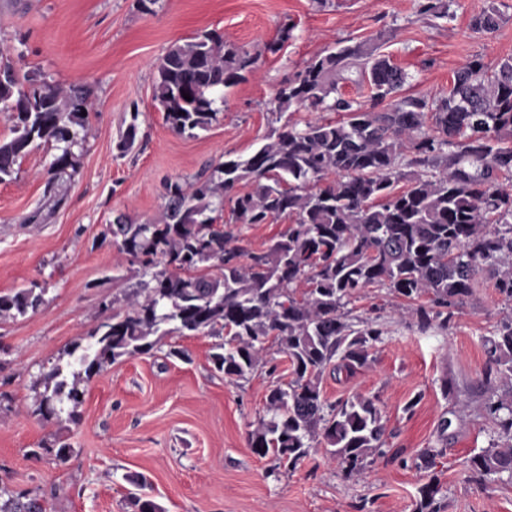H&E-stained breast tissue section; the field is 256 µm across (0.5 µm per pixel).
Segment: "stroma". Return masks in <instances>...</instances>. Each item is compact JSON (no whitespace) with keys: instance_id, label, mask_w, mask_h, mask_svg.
I'll return each mask as SVG.
<instances>
[{"instance_id":"35a3bbf8","label":"stroma","mask_w":512,"mask_h":512,"mask_svg":"<svg viewBox=\"0 0 512 512\" xmlns=\"http://www.w3.org/2000/svg\"><path fill=\"white\" fill-rule=\"evenodd\" d=\"M492 5L505 15L501 29L473 32L472 17ZM286 25L293 31L283 49L264 52ZM210 31L261 57L227 93L219 122L178 135L152 99L155 66L174 43ZM376 36L409 74L406 93L429 97L472 55L491 64L512 56V0H453L445 18L420 14L415 0H332L323 9L316 0H158L149 14L137 0H0V54L19 73L87 85L95 103L75 168L49 179L56 149L41 143L0 183V293L43 290L36 310L0 321V486L43 498L49 512H129L137 476L163 512H413L426 481L416 457L431 448L442 512H512V479L483 489L466 470L496 430L484 410L482 339L505 306L488 280L442 333H421L412 304L384 289L352 302L354 315L377 319L387 334L368 368L325 374L323 392L332 401L377 397L393 432L385 456L360 477H344L320 445L292 472L254 455L249 434L270 419L267 395L288 383V365L271 350L265 358L276 372L260 367L230 382L211 361L214 336L166 335L151 354L117 359L83 381L76 421L38 410L35 383L68 366L70 349L90 344L112 299L136 282V265L103 239L112 218H159L166 181L261 145L279 88L306 60L338 41ZM133 121L136 144L120 154ZM174 347L188 360L170 356ZM447 378L456 384L448 397ZM416 395L418 406L404 412ZM58 439L73 448L64 463L41 451Z\"/></svg>"}]
</instances>
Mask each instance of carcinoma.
<instances>
[{
	"mask_svg": "<svg viewBox=\"0 0 512 512\" xmlns=\"http://www.w3.org/2000/svg\"><path fill=\"white\" fill-rule=\"evenodd\" d=\"M417 9L443 18L449 0H417ZM503 21L492 6L470 27L492 35ZM259 58L216 32L171 46L153 83L165 124L178 134L211 127L226 90L253 73ZM408 79L378 40L340 41L305 61L276 94L277 117L308 116L271 128L246 157L226 159L191 181L166 182L158 220L119 215L107 234L119 254L140 265L141 280L91 330L94 343L79 356L80 370L67 376L57 366L44 376L40 413L76 420L82 376L150 352L161 330L225 336L211 360L231 382L263 364L272 343L286 355L292 379L286 389H270L272 417L251 431L252 453L294 471L313 444H323L345 476L362 475L387 444L378 399L357 394L330 402L322 379L329 368L368 366L386 330L370 318L352 321L347 306L366 288L408 302L425 298L414 309L419 331H443L475 296L483 272L512 302V58L493 66L472 56L439 96L404 93ZM350 84L367 88L366 99L346 95ZM93 109L81 86L50 85L0 63V112L13 119L12 137L0 141V183L37 142L58 150L48 175L73 167L72 148L86 129L82 112ZM137 120L135 112L118 144L122 154L135 144ZM243 182L250 190L239 189ZM279 218L291 224L265 248L238 245L234 226ZM41 301L33 288L0 295V320L24 316ZM484 347L486 382L512 381V315L496 323ZM485 408L498 435L468 463L469 480L484 487L504 474L512 478V384ZM439 455L429 448L418 455L427 482L414 512H441ZM132 484L131 512H163L143 482ZM0 512L47 508L0 487Z\"/></svg>",
	"mask_w": 512,
	"mask_h": 512,
	"instance_id": "obj_1",
	"label": "carcinoma"
}]
</instances>
